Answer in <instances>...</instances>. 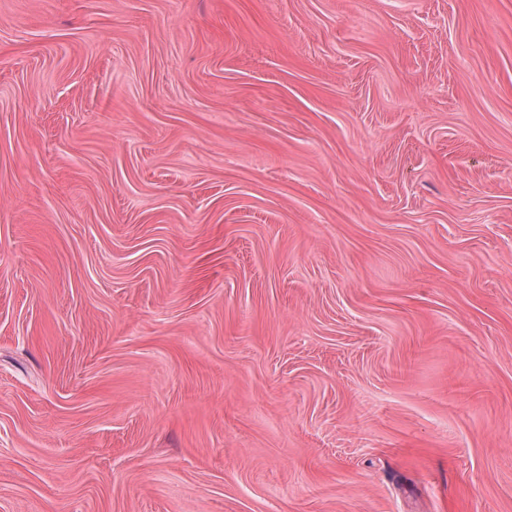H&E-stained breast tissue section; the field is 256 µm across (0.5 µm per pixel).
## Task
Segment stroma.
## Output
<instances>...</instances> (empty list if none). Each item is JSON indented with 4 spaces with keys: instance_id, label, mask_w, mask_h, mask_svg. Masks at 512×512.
Returning <instances> with one entry per match:
<instances>
[{
    "instance_id": "1",
    "label": "stroma",
    "mask_w": 512,
    "mask_h": 512,
    "mask_svg": "<svg viewBox=\"0 0 512 512\" xmlns=\"http://www.w3.org/2000/svg\"><path fill=\"white\" fill-rule=\"evenodd\" d=\"M0 512H512V0H0Z\"/></svg>"
}]
</instances>
